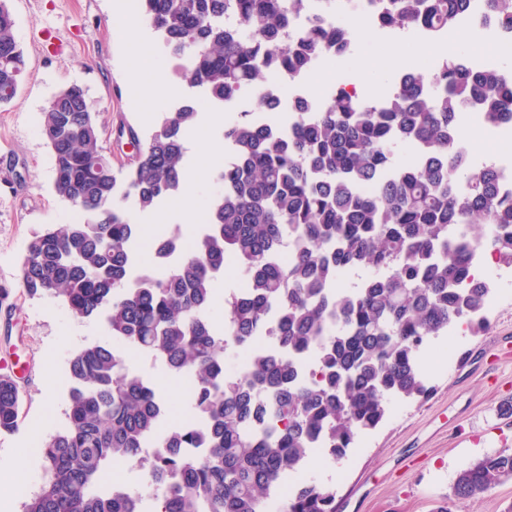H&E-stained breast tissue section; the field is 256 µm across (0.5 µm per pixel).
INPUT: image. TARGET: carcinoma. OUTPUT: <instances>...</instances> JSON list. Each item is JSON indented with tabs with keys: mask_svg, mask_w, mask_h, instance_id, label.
Returning <instances> with one entry per match:
<instances>
[{
	"mask_svg": "<svg viewBox=\"0 0 512 512\" xmlns=\"http://www.w3.org/2000/svg\"><path fill=\"white\" fill-rule=\"evenodd\" d=\"M139 0L140 19L175 60L174 82L234 103L270 75L301 80L356 42L336 0ZM382 31L423 29L441 39L468 18L473 0H381ZM485 21L512 30V0H485ZM25 62L15 19L0 0V104L16 95ZM255 111L225 127L231 160L221 192L191 252L156 240L162 274L132 278L139 210L185 190V135L198 117L187 99L144 138L117 127L137 155L123 176L104 163L86 91L69 85L42 117L54 159L55 195L83 217L49 227L27 244L17 287L0 284V306L15 292L64 300L98 321L111 340L67 362L65 424L41 440L44 483L23 512H335L336 491L316 482L280 489L314 449L334 459L377 428L390 403L427 394L420 352L456 323L480 326L492 284L475 276L472 249L489 246L512 265V203L492 166L470 165L462 111L484 126L512 118V73L480 68L460 54L435 61L430 78L399 71L371 101L339 82L326 106L297 104L280 121L276 90L253 97ZM410 144L417 156L394 161ZM372 186L366 193L363 187ZM289 247L286 263L278 256ZM234 263L242 287L224 299V326L208 316L214 281ZM359 281L340 293V273ZM251 353L231 376L228 350ZM192 382L191 424L164 426L168 404L126 365L124 348ZM17 381L0 373V432L18 428ZM150 459L145 489L113 486L117 463ZM512 477V453L487 454L458 471L448 505L459 512Z\"/></svg>",
	"mask_w": 512,
	"mask_h": 512,
	"instance_id": "cac0c4a2",
	"label": "carcinoma"
}]
</instances>
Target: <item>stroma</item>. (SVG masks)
Wrapping results in <instances>:
<instances>
[{"mask_svg": "<svg viewBox=\"0 0 512 512\" xmlns=\"http://www.w3.org/2000/svg\"><path fill=\"white\" fill-rule=\"evenodd\" d=\"M113 0H7L16 20V38L24 52L26 70L17 94L0 104V284H17L21 259L31 237L51 225L66 224L75 212L53 192L54 169L49 146L41 134L42 114L63 87L83 86L96 108L102 135L100 145L113 166L126 163L113 131L127 121L141 133L152 131L162 112L189 96L137 98L126 79L128 47L112 15ZM388 33L363 31L356 50L342 62L322 63L304 80L311 99L323 100L320 77L342 67L361 96L377 100L387 92V69L364 76L356 67L365 56L378 55ZM404 68L429 73L439 51L470 52L479 33L458 29L441 48L414 40L401 32ZM238 113L237 106L204 104L185 142L184 166H205L208 176L195 195L196 205L210 203L218 191L215 174L228 158L224 127ZM222 151L211 164L203 157L214 145ZM177 200L159 207L165 215L149 223L148 215L128 208L131 223L141 231L134 244L135 263L152 265L154 240L178 227L185 246H193L201 225L183 220ZM101 323L76 316L58 297L17 295L11 313L0 311V372L14 376L22 393L17 430L0 432V470L21 450L31 448V426L43 421L45 432L65 421L68 404L66 362L79 348L106 341ZM512 350V284L496 285L485 310L481 330H454L431 338L423 347L428 398L393 401L385 420L360 435L345 457L324 462L314 455L300 471L302 479L331 486L336 512H435L447 503L459 466L484 454L512 452V366L500 352ZM452 362H445V353ZM129 366L140 370L168 400L171 423L188 415L187 395L178 379L168 378L159 362L145 353L126 354ZM55 381L53 397H46L45 377Z\"/></svg>", "mask_w": 512, "mask_h": 512, "instance_id": "obj_1", "label": "stroma"}]
</instances>
